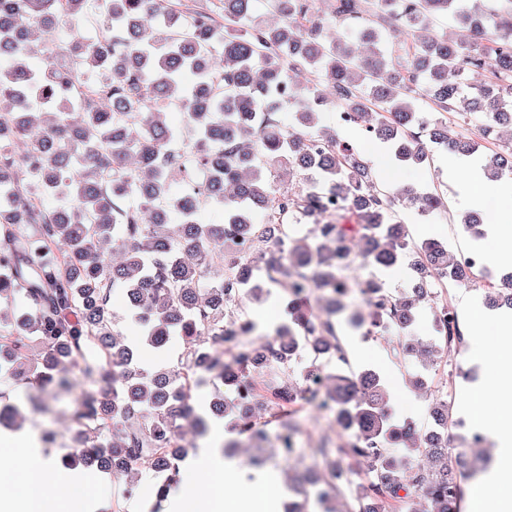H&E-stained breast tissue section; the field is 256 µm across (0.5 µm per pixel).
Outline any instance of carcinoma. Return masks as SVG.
Returning <instances> with one entry per match:
<instances>
[{
  "label": "carcinoma",
  "mask_w": 512,
  "mask_h": 512,
  "mask_svg": "<svg viewBox=\"0 0 512 512\" xmlns=\"http://www.w3.org/2000/svg\"><path fill=\"white\" fill-rule=\"evenodd\" d=\"M268 2L275 24L253 0L209 11L171 0H0V298L25 301L0 330V380L49 397L77 375L99 385L75 399L77 451L61 463L110 473L129 491L146 460L165 473L154 486L164 500L189 451L191 376L210 371L211 411L258 439L253 406L291 402L316 376L344 440L313 449L325 462L322 512H395L413 496L419 512H459L463 491L448 496V401L430 409L438 430L392 425L389 387L373 369L351 370L337 330L401 333L411 353L421 304L434 301L437 336L424 351L447 355L461 341L436 317L446 306L436 288L456 282L461 262L434 238L413 239L399 216L443 210L444 197L380 183L338 128L387 144L399 162L425 165L446 149L474 158L492 182L512 175V144H498L512 125V0H327V20L315 18L316 0ZM96 12L90 42L75 22ZM448 18L450 35L437 30ZM392 28L418 40L389 51ZM34 58L45 68L33 70ZM302 72L313 79L294 81ZM173 103L182 131L167 122ZM330 108L334 125L321 121ZM276 166L302 188L269 180ZM177 176L198 187V201L173 192ZM49 194L67 204L46 207ZM202 205L224 211V223H199ZM226 224L238 244L224 241ZM355 247L380 276L413 253L424 275L399 295L379 283L367 313L340 321L367 293L344 276ZM271 284L288 292V320L263 346L233 340L227 327ZM114 291L124 314L109 306ZM487 293L512 308V272ZM123 321L138 333L133 344ZM174 339L184 352L171 367L160 357ZM363 463L357 484L338 480Z\"/></svg>",
  "instance_id": "obj_1"
}]
</instances>
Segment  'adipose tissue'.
Instances as JSON below:
<instances>
[{"mask_svg":"<svg viewBox=\"0 0 512 512\" xmlns=\"http://www.w3.org/2000/svg\"><path fill=\"white\" fill-rule=\"evenodd\" d=\"M445 170L449 183L459 186L467 207L492 212L494 222L501 224L500 237L489 241L486 249L495 259L512 264V180L493 194L482 171L474 168L461 175L452 160ZM469 317L480 355L491 373V396L478 395L472 400L474 418L480 423L488 401L512 412V317L489 318L477 308L470 310ZM495 434L498 463L488 480L471 490L467 512H512V428L497 426ZM35 444L29 435L0 440V457L15 461L8 475L12 488L0 495V512H79L78 503L93 493L90 478L79 473L65 475L53 461L37 455ZM226 469L224 458L213 446L200 448L193 465L180 477L183 494L178 512H274L271 484L227 488L223 485ZM61 486L67 487V495H57Z\"/></svg>","mask_w":512,"mask_h":512,"instance_id":"ef3b65f1","label":"adipose tissue"}]
</instances>
